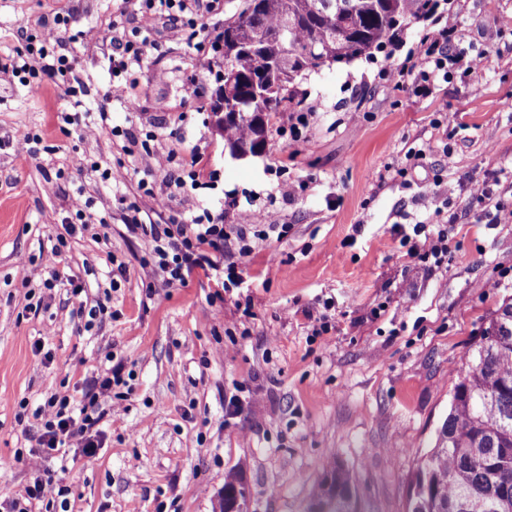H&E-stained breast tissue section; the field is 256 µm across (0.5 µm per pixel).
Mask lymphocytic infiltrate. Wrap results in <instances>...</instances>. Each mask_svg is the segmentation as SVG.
I'll use <instances>...</instances> for the list:
<instances>
[{
  "label": "lymphocytic infiltrate",
  "instance_id": "obj_1",
  "mask_svg": "<svg viewBox=\"0 0 512 512\" xmlns=\"http://www.w3.org/2000/svg\"><path fill=\"white\" fill-rule=\"evenodd\" d=\"M124 9L113 13L104 26L86 32L85 37L110 52L114 81L111 87L113 99L132 105L138 103L140 93L135 80L128 74L141 67L148 54L150 42L140 32L118 36L117 31L124 24L126 11L136 8L142 18L166 17L174 22L196 25L204 14L218 13L219 0H123ZM67 19L58 14L50 25L44 26L40 44H28L24 54L12 62L13 73H37L36 81L30 82L29 90L41 91L44 82H58L66 79L76 82L75 64L68 55L62 54L59 30ZM453 29L441 26L432 34L424 36L421 42L419 60L399 68L386 71L387 78L398 85L411 88L418 97L426 96L436 79L462 76L470 91L480 92L485 84L486 67L478 57L452 50ZM134 163L143 177L138 182L141 197L147 203L135 207L127 229L141 232L156 269L163 275L166 284H186L196 275L203 274L212 282L214 298H221L223 291L239 287L236 276L219 274L217 255L223 254L224 244L236 239L239 248L235 264L247 266L258 244L271 237L283 235L284 225L265 223L260 211H241L237 223H224L221 216L202 211L186 224H157L154 214L166 206V200L158 196L149 181L154 172L166 165L167 159L151 150L138 154ZM402 244L407 245L410 258L442 265L448 257V235L450 225L441 224L437 229L419 223L412 229L395 225ZM124 383V366L116 364L92 376L82 383L78 395H52L43 405L35 409L33 416L40 427L33 435V444L26 457L32 480L26 486L23 496L0 502V512H32L34 503L54 504L66 496L69 489L55 483L49 467L50 461L63 456L67 449L78 448L84 454H94L102 445L101 421L110 414H117L119 404L112 401L114 387Z\"/></svg>",
  "mask_w": 512,
  "mask_h": 512
}]
</instances>
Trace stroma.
Segmentation results:
<instances>
[{"mask_svg":"<svg viewBox=\"0 0 512 512\" xmlns=\"http://www.w3.org/2000/svg\"><path fill=\"white\" fill-rule=\"evenodd\" d=\"M223 3L197 37L131 17L152 47L130 111L109 96L105 51L78 37L121 0H0V58L21 48L17 31L63 13L65 52L83 82L77 102L61 85L34 98L0 71V458L13 461L0 469V501L30 482L15 456L29 450L32 410L110 354L133 378L123 411L101 427L103 448L71 449L55 470L69 512H218L232 469L243 472L250 512H307L335 462L360 512H407L411 474L435 444L456 371L512 298V222L493 221L495 202L512 206V31L501 26L512 0H440L456 49L487 68L480 94L454 77L418 98L382 75L418 55L432 25L413 23L373 59L297 80L307 116L298 138L284 135L294 113H272L264 150L243 157L231 155L210 110L221 59L197 46L215 41L241 0ZM158 70L163 80H153ZM442 103L454 121L439 122ZM103 111L170 157L151 178L168 215L187 221L204 205L233 224L259 208L287 225L239 269L240 287L216 300L204 276L168 285L154 271L144 239L126 230L140 198L125 140L84 131ZM412 147L426 156L411 167ZM194 156L205 186L170 191V172ZM482 185L492 204L475 199ZM79 200L88 227L58 247L64 225L80 219ZM422 221L455 224L441 267L411 259L392 230ZM117 263L126 273L116 278ZM53 270L82 284L81 297L61 285L48 308L30 310V290ZM99 301L105 314L86 324L79 304ZM38 341L50 364L35 355Z\"/></svg>","mask_w":512,"mask_h":512,"instance_id":"stroma-1","label":"stroma"}]
</instances>
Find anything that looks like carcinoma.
Returning a JSON list of instances; mask_svg holds the SVG:
<instances>
[{"mask_svg":"<svg viewBox=\"0 0 512 512\" xmlns=\"http://www.w3.org/2000/svg\"><path fill=\"white\" fill-rule=\"evenodd\" d=\"M437 0H244L224 21V46L233 54L235 95L254 101L260 119L230 117L221 130L234 153L264 149L267 118L294 108L290 86L329 64L373 57L413 21L428 18ZM293 22L288 41L278 38L283 18ZM315 47L289 62L288 49ZM512 320V298L496 309L460 369L448 415L434 448L419 461L407 512H512V337L494 339ZM319 512H356L349 477L335 463L319 485Z\"/></svg>","mask_w":512,"mask_h":512,"instance_id":"1","label":"carcinoma"}]
</instances>
